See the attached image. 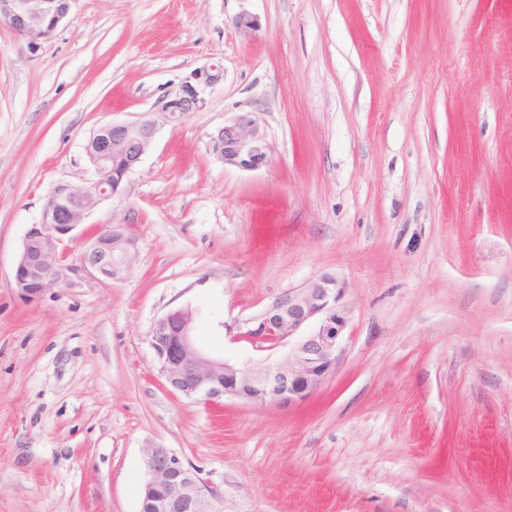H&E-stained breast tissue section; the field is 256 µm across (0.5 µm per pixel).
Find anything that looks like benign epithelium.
<instances>
[{
	"label": "benign epithelium",
	"instance_id": "benign-epithelium-1",
	"mask_svg": "<svg viewBox=\"0 0 512 512\" xmlns=\"http://www.w3.org/2000/svg\"><path fill=\"white\" fill-rule=\"evenodd\" d=\"M72 0H0V23L10 26L32 48L67 19ZM221 72L197 73L178 91L156 102L165 121L177 122L205 103L198 80L209 85ZM152 119L109 122L89 140L92 180L84 188L57 183L48 193L39 223L26 231L14 264L15 288L34 300L68 276L85 272L117 280L130 270L134 241L124 227L104 228L87 240L77 263H66L60 247L91 208L120 192L157 134ZM211 148L227 165L258 170L271 161V145L256 113H237L212 134ZM344 285L324 274L306 287L290 292L262 314L248 319L234 339L264 352L296 339L287 356L277 362L241 368L202 352L193 339L194 313L178 308L159 318L151 331V346L167 387L187 398L216 402L226 396L250 403L291 405L319 390L336 369L340 342L350 322L342 304ZM307 334L300 331L309 323ZM143 502L155 512H224V497L166 448L146 450Z\"/></svg>",
	"mask_w": 512,
	"mask_h": 512
}]
</instances>
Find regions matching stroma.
Segmentation results:
<instances>
[{
    "label": "stroma",
    "instance_id": "stroma-1",
    "mask_svg": "<svg viewBox=\"0 0 512 512\" xmlns=\"http://www.w3.org/2000/svg\"><path fill=\"white\" fill-rule=\"evenodd\" d=\"M214 65L68 244L123 225L129 273L23 298L19 246L88 186L93 132ZM245 110L258 170L210 146ZM324 274L351 319L310 398L167 388L156 320L192 307L203 352L273 363L238 327ZM152 445L224 512H512V0H73L36 49L0 25V512H140Z\"/></svg>",
    "mask_w": 512,
    "mask_h": 512
}]
</instances>
